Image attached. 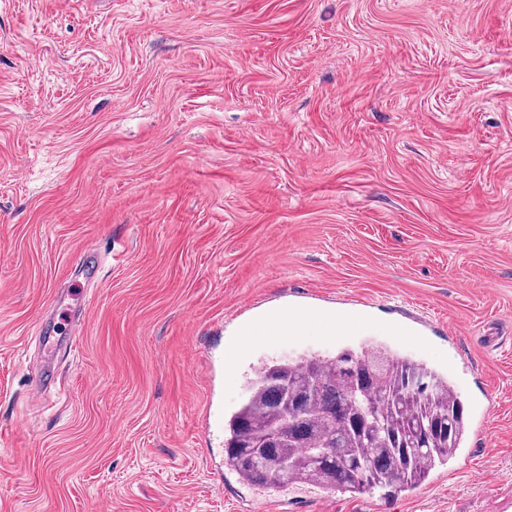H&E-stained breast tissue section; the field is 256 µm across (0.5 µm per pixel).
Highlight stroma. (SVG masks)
<instances>
[{
    "label": "stroma",
    "mask_w": 512,
    "mask_h": 512,
    "mask_svg": "<svg viewBox=\"0 0 512 512\" xmlns=\"http://www.w3.org/2000/svg\"><path fill=\"white\" fill-rule=\"evenodd\" d=\"M99 246L90 279L85 242ZM91 302L36 396L39 324ZM241 348L254 310L349 312ZM442 325L409 335L394 306ZM379 343L492 430L411 492L212 459L253 365ZM512 497V0H0V512H499Z\"/></svg>",
    "instance_id": "obj_1"
}]
</instances>
